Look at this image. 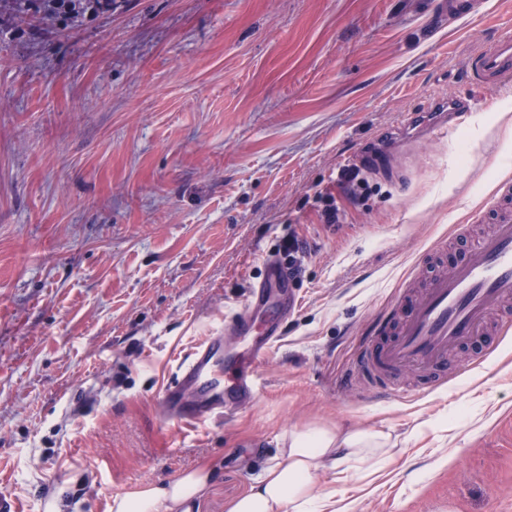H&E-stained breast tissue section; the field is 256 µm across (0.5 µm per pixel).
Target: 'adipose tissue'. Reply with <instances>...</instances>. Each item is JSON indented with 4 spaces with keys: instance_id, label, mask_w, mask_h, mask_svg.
<instances>
[{
    "instance_id": "1",
    "label": "adipose tissue",
    "mask_w": 512,
    "mask_h": 512,
    "mask_svg": "<svg viewBox=\"0 0 512 512\" xmlns=\"http://www.w3.org/2000/svg\"><path fill=\"white\" fill-rule=\"evenodd\" d=\"M281 447L230 512H349L316 485L318 473L374 474L394 448L389 433L354 426L313 425L283 432ZM213 471L203 465L168 483H147L113 497L108 512H192Z\"/></svg>"
}]
</instances>
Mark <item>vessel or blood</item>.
<instances>
[{
  "label": "vessel or blood",
  "instance_id": "vessel-or-blood-1",
  "mask_svg": "<svg viewBox=\"0 0 512 512\" xmlns=\"http://www.w3.org/2000/svg\"><path fill=\"white\" fill-rule=\"evenodd\" d=\"M466 76L474 84L498 90L512 84V31H506L473 54ZM466 112L455 105L428 123L431 133L458 126ZM494 223L490 235L472 241L447 271L429 278L424 291L401 290L391 311L359 349L356 374L377 378L416 367L439 371L449 349L491 328L512 327L507 303L512 300V179L502 180L494 205L484 213ZM282 264L268 261L267 276L248 296L244 309L231 322L245 344L242 352L226 355L224 336L215 333L194 350L163 390L159 415L166 420L196 423L231 405L252 398L255 376L282 336L284 308L275 291H287Z\"/></svg>",
  "mask_w": 512,
  "mask_h": 512
}]
</instances>
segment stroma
I'll return each instance as SVG.
<instances>
[{
    "instance_id": "1",
    "label": "stroma",
    "mask_w": 512,
    "mask_h": 512,
    "mask_svg": "<svg viewBox=\"0 0 512 512\" xmlns=\"http://www.w3.org/2000/svg\"><path fill=\"white\" fill-rule=\"evenodd\" d=\"M441 2L0 0V494L19 512H107L202 464L201 512H229L280 434L314 423L397 441L377 475L320 474L352 512H512V334L451 350L437 388L403 369L402 399L344 385L418 255L486 232L512 178V90L464 78L512 11ZM449 96L464 123L400 136ZM373 145L393 170L368 167ZM291 236L295 306L254 402L161 420L176 366Z\"/></svg>"
}]
</instances>
